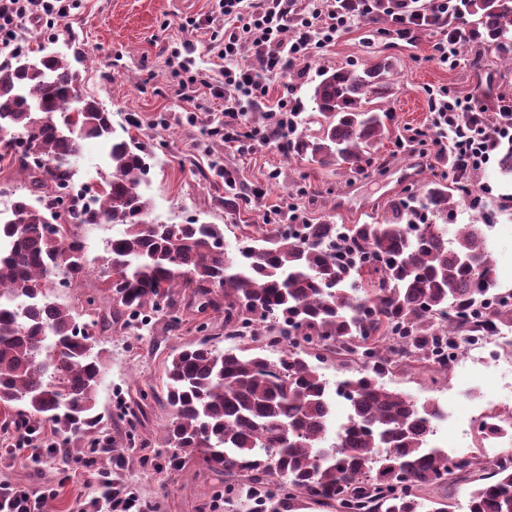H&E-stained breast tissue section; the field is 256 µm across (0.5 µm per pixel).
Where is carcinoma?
I'll use <instances>...</instances> for the list:
<instances>
[{"mask_svg":"<svg viewBox=\"0 0 512 512\" xmlns=\"http://www.w3.org/2000/svg\"><path fill=\"white\" fill-rule=\"evenodd\" d=\"M360 17L388 15L387 0H345ZM448 27L468 26L486 51L512 62V0H463ZM27 53L0 65V163L20 164L24 182L0 221V431L35 422L94 442L97 391L112 320L97 307L54 296L79 288L90 272L107 276L111 314L127 326L161 314L175 325L178 297L202 298L199 311L224 312V336L250 341L220 350L204 338L171 356L162 395L170 409L163 447L172 470L189 464L224 475L229 512H448L425 492L450 479L472 480L468 512H512V468L451 457L430 445L444 417L387 387L437 344L442 316L453 310L457 335L471 310L499 288L479 224L448 237L459 205L448 176L390 203L373 224L302 223L286 232L260 229L231 248L217 224L148 220L140 186L144 151L115 135L112 113L83 98L73 121L79 75L58 55ZM398 83L387 59L324 69L314 86L313 134L288 130V158L352 175L367 171L389 132L390 114L364 108ZM99 140L111 168L99 208L56 194L74 178L83 141ZM500 172L512 176V140L496 146ZM124 226L103 255L88 259L80 230L107 221ZM512 335V309L484 323ZM278 351V357L268 356ZM361 354L337 384L348 403L335 413L329 382L315 361Z\"/></svg>","mask_w":512,"mask_h":512,"instance_id":"cac0c4a2","label":"carcinoma"}]
</instances>
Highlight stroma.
Listing matches in <instances>:
<instances>
[{
    "label": "stroma",
    "instance_id": "stroma-1",
    "mask_svg": "<svg viewBox=\"0 0 512 512\" xmlns=\"http://www.w3.org/2000/svg\"><path fill=\"white\" fill-rule=\"evenodd\" d=\"M188 13L200 17L201 24L186 31L180 23ZM217 14L216 0H81L57 34L30 21L23 24L29 32L28 47L40 44L65 57L80 75L83 94L111 112L116 131H127L149 154L150 171L141 190L156 222L182 224L196 218L218 224L230 244L241 234L257 233L274 205H294L310 223L326 219L370 224L384 218L392 198L404 196L410 188L420 189L450 170L449 160L436 155L431 141L437 132L429 107L431 91L445 88L473 96L493 119L512 110V68L495 53L466 38L458 63L449 66L432 57L439 30H422L404 39L390 21L357 18L335 43L298 60L293 71L271 77L269 98L287 100L302 116H309L310 94L321 70L392 56L399 83L380 104L391 115L389 137L375 153L368 173L348 176L333 167L288 159L277 137L241 152L208 136L207 127L217 122L218 111L203 114L197 124L187 123L192 106L177 96V82L166 63V47L183 41L194 51L196 72L220 79L222 63L206 49L213 31L207 19ZM408 127L427 132V139L403 141ZM405 168L413 177L403 184L398 176ZM228 175L238 185L261 187L263 198L229 207L224 186ZM468 184L482 205L458 207L454 222L485 224L500 285L512 290V179L500 177L492 156L469 173ZM178 315V327L164 317L139 330L113 326L105 338L106 371L98 390V411L113 447L124 456L117 467L119 478L141 502L158 504L159 512H224V486L216 474L195 466L176 473L158 456L169 414L156 396L164 390L167 360L204 336L218 348L231 345L224 337L223 315L198 314L184 306ZM503 372V367H483L464 358L435 381L412 370L389 376L387 383L417 400L434 399L447 409L448 418L435 436L438 445L473 448L476 436L459 438L469 427V412L489 410L498 403L512 405V390L497 386ZM111 467L108 459L92 467L37 462L31 450L11 452L0 443V481L33 492L54 488L55 512H81L94 496L98 471Z\"/></svg>",
    "mask_w": 512,
    "mask_h": 512
}]
</instances>
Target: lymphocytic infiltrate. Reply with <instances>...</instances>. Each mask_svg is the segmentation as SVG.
<instances>
[{
	"label": "lymphocytic infiltrate",
	"mask_w": 512,
	"mask_h": 512,
	"mask_svg": "<svg viewBox=\"0 0 512 512\" xmlns=\"http://www.w3.org/2000/svg\"><path fill=\"white\" fill-rule=\"evenodd\" d=\"M78 0H0V42L22 51L13 34L24 19H35L54 26L66 18ZM223 30L214 34L207 50L224 63L223 79L211 83L208 77H195L190 72L186 44L168 49V64L179 76V96L192 102L189 121H197L199 112L210 110L213 101L223 100L222 119L209 130L210 135L225 142L251 148L269 143L271 134L259 127L244 128L242 117L247 107L270 105L278 113L277 127L288 129V104L270 101L267 75L287 73L301 58L335 42L351 22L350 12L339 7L337 0H324L313 8L301 0H218ZM253 56L262 63L255 71L242 65L243 57ZM471 96H460L439 90L430 97V110L441 130L450 132L449 156L454 166L469 171L484 163L495 141L512 133V123L500 122L486 128L482 122H458L459 114L473 111Z\"/></svg>",
	"instance_id": "lymphocytic-infiltrate-1"
}]
</instances>
